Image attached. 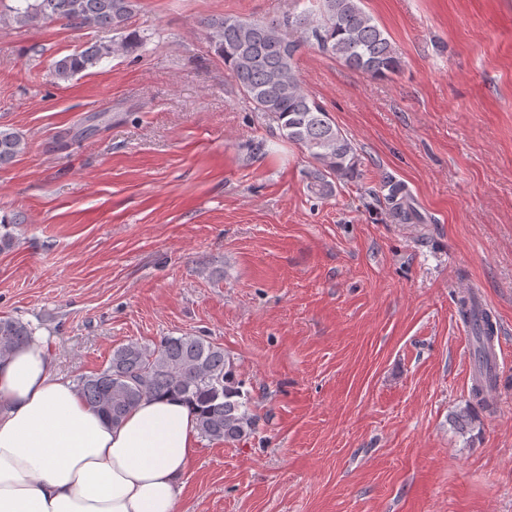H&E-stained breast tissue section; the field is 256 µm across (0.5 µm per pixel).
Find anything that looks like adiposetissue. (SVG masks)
Returning <instances> with one entry per match:
<instances>
[{
  "label": "adipose tissue",
  "mask_w": 512,
  "mask_h": 512,
  "mask_svg": "<svg viewBox=\"0 0 512 512\" xmlns=\"http://www.w3.org/2000/svg\"><path fill=\"white\" fill-rule=\"evenodd\" d=\"M197 443L177 399L107 420L42 342L0 362V512H176Z\"/></svg>",
  "instance_id": "1"
}]
</instances>
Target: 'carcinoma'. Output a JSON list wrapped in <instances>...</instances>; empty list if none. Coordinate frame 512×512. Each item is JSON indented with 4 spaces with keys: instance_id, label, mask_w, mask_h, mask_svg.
<instances>
[{
    "instance_id": "cac0c4a2",
    "label": "carcinoma",
    "mask_w": 512,
    "mask_h": 512,
    "mask_svg": "<svg viewBox=\"0 0 512 512\" xmlns=\"http://www.w3.org/2000/svg\"><path fill=\"white\" fill-rule=\"evenodd\" d=\"M139 0H13L0 10V24L38 27L64 21L115 33L51 64L58 81L97 67L103 60L132 55L148 38L131 28ZM310 6L287 11L271 21L223 16L204 22L210 50L224 61L228 76L253 111L276 123L282 140L301 148L313 164L312 193H335L336 181L357 172L359 158L352 140L330 113L306 93L298 74L302 50L313 47L348 68L372 78L399 72L401 59L384 31L361 6L362 0H308ZM28 148L24 137L0 128V166ZM459 314L475 339V369L484 382L497 380L485 347L492 323L478 305L459 301ZM34 340V329L0 317V359ZM76 390L108 420L118 423L147 397L179 395L197 416L199 434L230 444L248 439L256 417L243 399L233 360L224 348L202 336H167L150 346L129 342L112 350L102 370L78 378Z\"/></svg>"
}]
</instances>
